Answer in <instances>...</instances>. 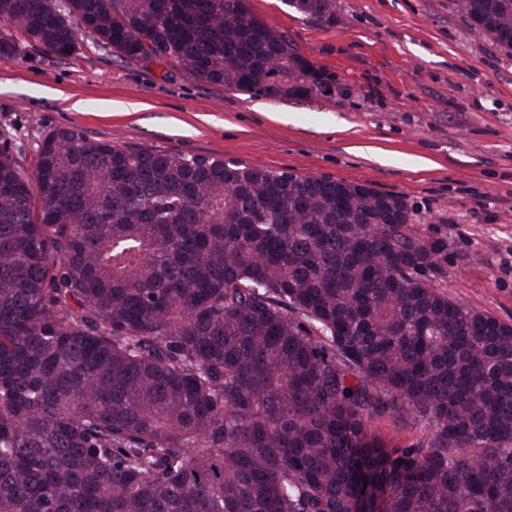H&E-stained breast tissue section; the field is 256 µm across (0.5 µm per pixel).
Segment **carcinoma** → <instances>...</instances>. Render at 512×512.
<instances>
[{
	"label": "carcinoma",
	"mask_w": 512,
	"mask_h": 512,
	"mask_svg": "<svg viewBox=\"0 0 512 512\" xmlns=\"http://www.w3.org/2000/svg\"><path fill=\"white\" fill-rule=\"evenodd\" d=\"M309 20L335 0H285ZM512 56V0H453ZM255 97L322 93L246 0H0V56L78 32ZM367 185L75 129L0 137V512H512V325L424 278ZM427 434L386 448L374 421Z\"/></svg>",
	"instance_id": "obj_1"
}]
</instances>
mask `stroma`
I'll return each instance as SVG.
<instances>
[{
    "label": "stroma",
    "instance_id": "1",
    "mask_svg": "<svg viewBox=\"0 0 512 512\" xmlns=\"http://www.w3.org/2000/svg\"><path fill=\"white\" fill-rule=\"evenodd\" d=\"M250 4L334 75L331 94L252 97L82 33L66 57H0V134L28 170L42 136L74 128L400 195L416 233L448 242L433 283L512 324V56L474 36L452 0H336L329 24L283 0Z\"/></svg>",
    "mask_w": 512,
    "mask_h": 512
}]
</instances>
